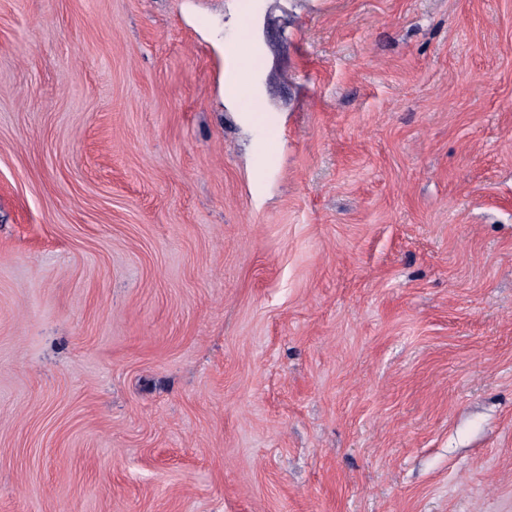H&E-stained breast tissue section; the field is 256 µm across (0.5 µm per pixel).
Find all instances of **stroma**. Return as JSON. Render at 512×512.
Here are the masks:
<instances>
[{
	"label": "stroma",
	"instance_id": "35a3bbf8",
	"mask_svg": "<svg viewBox=\"0 0 512 512\" xmlns=\"http://www.w3.org/2000/svg\"><path fill=\"white\" fill-rule=\"evenodd\" d=\"M0 512H512V0H0Z\"/></svg>",
	"mask_w": 512,
	"mask_h": 512
}]
</instances>
